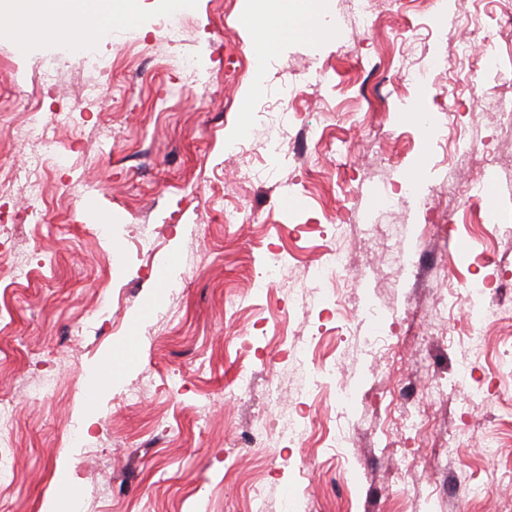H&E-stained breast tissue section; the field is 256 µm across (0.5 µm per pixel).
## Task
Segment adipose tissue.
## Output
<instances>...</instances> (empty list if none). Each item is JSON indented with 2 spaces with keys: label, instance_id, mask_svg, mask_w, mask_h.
Masks as SVG:
<instances>
[{
  "label": "adipose tissue",
  "instance_id": "obj_1",
  "mask_svg": "<svg viewBox=\"0 0 512 512\" xmlns=\"http://www.w3.org/2000/svg\"><path fill=\"white\" fill-rule=\"evenodd\" d=\"M300 4L301 0H271L270 7L253 8L249 24L255 32L253 52L257 59H264L274 51L288 32L317 31L314 20L301 16ZM102 15L103 0H61L59 8L50 12L42 11L37 0H14L8 12H0V37L24 47L38 34L46 39L64 38L81 47L88 41L80 33L85 18H99L95 33L107 34L108 26L102 22Z\"/></svg>",
  "mask_w": 512,
  "mask_h": 512
}]
</instances>
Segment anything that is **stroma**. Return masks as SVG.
I'll list each match as a JSON object with an SVG mask.
<instances>
[{
    "instance_id": "stroma-1",
    "label": "stroma",
    "mask_w": 512,
    "mask_h": 512,
    "mask_svg": "<svg viewBox=\"0 0 512 512\" xmlns=\"http://www.w3.org/2000/svg\"><path fill=\"white\" fill-rule=\"evenodd\" d=\"M249 10L248 0H192L182 10L171 0H143L134 22L114 25L97 42L106 55L115 39L129 48L104 95L96 90L101 76L68 42L38 37L21 50L0 38V166L24 164L36 151L16 130L34 106L85 116L80 127L60 131L75 150L43 176L44 223L34 231L18 225L7 242L34 272L0 295V397L17 410L16 479L0 486V512H44L73 487L78 512H247L255 484L269 512H443L442 497L455 512H497L512 500V380L501 373L512 325L493 329L469 384L450 382L466 354L472 286L506 284L507 293L493 287L483 300L512 307V133L497 127L492 97L512 88V40L497 42L499 69L487 75L473 62L455 63L434 71L433 86L411 88L402 70L451 56L456 35L481 49L479 26L512 22V0H446L438 14L427 0H379L369 27L347 21L341 41L333 31L347 0H304L303 12L325 21L327 34L289 35L265 58L259 84L250 75ZM161 11L181 24L182 43L156 28ZM407 27L413 39L401 37ZM190 54L206 57L208 82L189 80L181 61ZM47 55L63 59L49 97L40 68ZM287 82L299 90L290 136L326 128L299 161L269 157L256 144V114L276 111ZM441 107L450 124L425 132L416 110ZM101 124L111 126V139L99 137ZM456 125L476 135L464 158L446 145ZM234 139L246 144V157L227 155L224 145ZM408 177L420 180V196L382 217L377 198ZM474 179L492 187L489 204L449 187ZM77 180L87 192L70 193ZM234 206L247 223H225V208ZM490 208L501 221L478 223ZM392 223L399 238L388 235ZM338 224L358 229L345 241L355 286L339 310L328 317L288 297L270 309L266 297L276 285L257 280L263 253L287 246L282 278H313ZM366 224L374 227L369 244L359 232ZM102 225L109 238H93ZM385 247L428 275L419 281L411 268L378 263ZM171 259L170 286L158 273ZM229 290L240 300L233 313L224 309ZM441 301L448 317L436 326L427 308ZM367 303L376 315H356ZM88 312L82 341L71 343V327ZM309 335L332 389L300 400L310 437L285 448L257 434L252 418L268 387L285 403L298 401L282 340ZM343 335L382 344L377 354L346 358L337 347ZM131 344L137 359L129 364ZM106 364L112 384L100 389L91 376ZM243 368L255 377L246 395L236 389ZM44 372L57 377L58 391L32 399L25 382ZM444 378L447 400L421 399L424 432L407 439L399 414L408 389L424 392ZM342 386L353 394L343 408L333 394ZM132 387L142 389L141 400L123 404ZM162 414L166 432L155 427ZM464 421L473 435L457 465L497 477L480 504L435 464L449 431ZM338 424L351 427V438L328 447L324 430ZM76 426L86 431L79 443L70 439ZM492 435L508 442L494 458L483 451Z\"/></svg>"
}]
</instances>
